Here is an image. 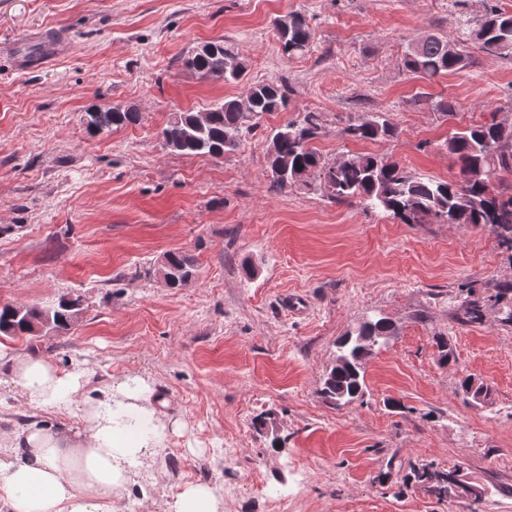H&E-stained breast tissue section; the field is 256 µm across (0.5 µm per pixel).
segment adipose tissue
Returning a JSON list of instances; mask_svg holds the SVG:
<instances>
[{
  "label": "adipose tissue",
  "instance_id": "adipose-tissue-1",
  "mask_svg": "<svg viewBox=\"0 0 512 512\" xmlns=\"http://www.w3.org/2000/svg\"><path fill=\"white\" fill-rule=\"evenodd\" d=\"M89 368H61L49 355L19 353L0 343V384L31 416L0 427V512H120L130 487L148 493L150 463L180 422L164 424L152 381L137 374L87 397ZM78 410L77 423H48L39 411ZM224 500L205 482H189L163 512H223Z\"/></svg>",
  "mask_w": 512,
  "mask_h": 512
}]
</instances>
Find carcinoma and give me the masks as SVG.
<instances>
[{
	"mask_svg": "<svg viewBox=\"0 0 512 512\" xmlns=\"http://www.w3.org/2000/svg\"><path fill=\"white\" fill-rule=\"evenodd\" d=\"M283 54L294 57L309 51L313 30L301 13H289L275 22ZM479 49L494 57L512 56V14L491 7L471 32ZM213 48L198 51L184 64L212 80L241 84L245 64L232 46L219 39ZM468 64L456 44L436 34L411 44L400 58L409 73L431 79L457 72ZM292 88L286 82L252 83L243 98H226L206 109L207 121L198 122L195 112H178L162 130L163 144L186 155L222 159L244 145L251 128L244 125L245 114L261 118L272 112L288 111ZM140 113L116 107L88 113V128L97 133L136 123ZM322 129L320 113L308 111L288 121L269 139L267 159L269 190L281 193L298 188L320 193L334 203H364L381 209L404 224H430L434 218L450 219L453 224L481 226L494 235L506 250L512 251V187L502 174L512 175V124L503 126L491 119L452 132L445 142L446 151L459 166L460 175L481 172L474 182L434 180L411 175L399 163L375 154L344 156L329 162L315 149L313 142ZM398 136V130L378 112H363L349 121L343 137L355 142H378ZM160 273L179 288L191 282L193 262L184 254L170 253L161 263ZM495 297L501 302L499 320L512 325V277L497 281ZM464 320L477 323L484 318L485 301L476 289L459 286ZM79 300L63 299L51 309L36 306L0 307V335L34 337L46 331H68L80 318ZM395 328L384 319L363 322L351 339L338 343V360L326 374L321 388L323 399L342 407L365 395V365L384 347ZM452 471L434 470L425 490L440 501H448L457 489Z\"/></svg>",
	"mask_w": 512,
	"mask_h": 512,
	"instance_id": "carcinoma-1",
	"label": "carcinoma"
}]
</instances>
